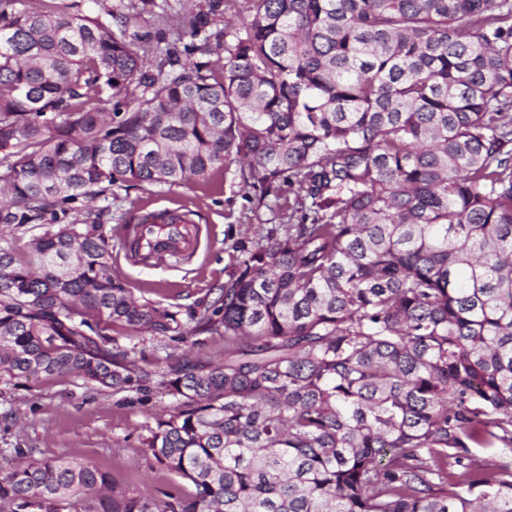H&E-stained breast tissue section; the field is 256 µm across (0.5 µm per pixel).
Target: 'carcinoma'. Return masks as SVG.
I'll return each mask as SVG.
<instances>
[{
  "label": "carcinoma",
  "mask_w": 512,
  "mask_h": 512,
  "mask_svg": "<svg viewBox=\"0 0 512 512\" xmlns=\"http://www.w3.org/2000/svg\"><path fill=\"white\" fill-rule=\"evenodd\" d=\"M97 2L0 0V229L41 228L0 244V373L155 388L145 451L193 491L8 461L0 512H512V466L469 455L512 448V0H243L201 45L221 0L172 42L142 25L167 0ZM217 169L279 223L187 320L112 274L99 217L61 219ZM114 325L224 361L147 370Z\"/></svg>",
  "instance_id": "carcinoma-1"
}]
</instances>
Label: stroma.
Here are the masks:
<instances>
[{"label":"stroma","instance_id":"35a3bbf8","mask_svg":"<svg viewBox=\"0 0 512 512\" xmlns=\"http://www.w3.org/2000/svg\"><path fill=\"white\" fill-rule=\"evenodd\" d=\"M259 193L239 192L232 173L215 170L206 180L180 186L115 189L101 221L112 245V271L133 295L188 314L204 309L235 256L236 244L258 227ZM180 210L198 230L191 257L155 265L129 258L124 240L125 216L146 211ZM133 358L154 370L167 359L195 355L190 342L129 335L117 326L111 332ZM155 391L112 393L70 374L28 379L0 378V458L25 460L76 457L121 481L125 488L162 497L174 485L192 491L146 455L142 445L154 417L169 406Z\"/></svg>","mask_w":512,"mask_h":512}]
</instances>
